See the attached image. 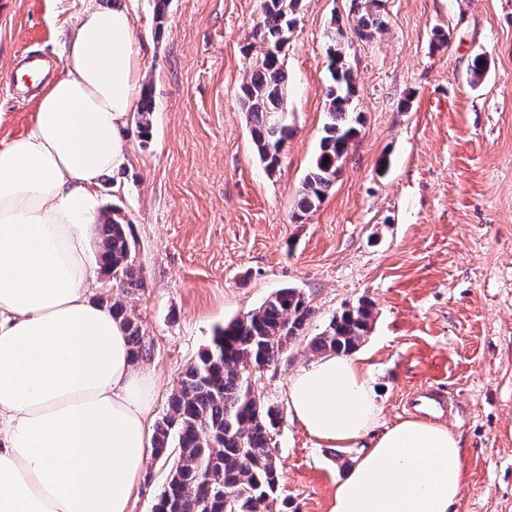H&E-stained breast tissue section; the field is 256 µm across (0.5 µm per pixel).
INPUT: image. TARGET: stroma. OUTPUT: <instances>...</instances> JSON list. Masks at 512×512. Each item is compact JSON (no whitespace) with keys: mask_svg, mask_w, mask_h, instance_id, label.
Wrapping results in <instances>:
<instances>
[{"mask_svg":"<svg viewBox=\"0 0 512 512\" xmlns=\"http://www.w3.org/2000/svg\"><path fill=\"white\" fill-rule=\"evenodd\" d=\"M91 0H0V144L24 133L37 89L22 54L63 64L65 36ZM262 0H135L153 136L127 123L129 161L98 189L134 237L144 286L126 304L152 344L161 417L216 328L295 288L314 316L254 386L287 408L308 342L368 299L374 322L353 356L369 368L379 421L408 418L410 392L455 402L465 448L458 512H512V0H382L386 25L347 47L362 126L324 200L293 221L325 122L326 48L351 0H302L282 49L293 129L276 173L260 163L239 88ZM441 28L446 46L432 44ZM486 65L471 73L475 56ZM359 448H330L283 418L274 512H328ZM170 462L149 459L130 512H152Z\"/></svg>","mask_w":512,"mask_h":512,"instance_id":"stroma-1","label":"stroma"}]
</instances>
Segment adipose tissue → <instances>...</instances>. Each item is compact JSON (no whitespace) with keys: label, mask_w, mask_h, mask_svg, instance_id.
<instances>
[{"label":"adipose tissue","mask_w":512,"mask_h":512,"mask_svg":"<svg viewBox=\"0 0 512 512\" xmlns=\"http://www.w3.org/2000/svg\"><path fill=\"white\" fill-rule=\"evenodd\" d=\"M126 7L76 19L29 130L0 145V512H129L150 453L155 382L91 290L87 228L141 65ZM288 413L328 447L365 441L329 512H457L463 449L447 426L380 425L370 372L328 354L299 370Z\"/></svg>","instance_id":"1"}]
</instances>
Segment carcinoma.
<instances>
[{
    "mask_svg": "<svg viewBox=\"0 0 512 512\" xmlns=\"http://www.w3.org/2000/svg\"><path fill=\"white\" fill-rule=\"evenodd\" d=\"M300 0H264L252 39L262 50L240 86V102L253 124L258 157L268 173L277 171L291 134L272 116L288 110V72L279 53L295 22ZM354 24L349 32L333 28L327 48L330 84L326 121L315 162L305 176L298 212L322 202L361 125L356 111L358 89L346 59L349 34L359 38L382 29L380 0H352ZM152 100L143 96L136 112L139 137L152 130ZM127 224L112 216L97 224L98 258L112 287L131 295L141 286L132 258ZM128 337L134 360L146 358L151 343L121 300H104ZM312 309L295 288H281L259 307L219 328L212 344L184 371L171 393L168 408L156 422L152 455L177 453V462L157 499L154 512H273L279 468L272 451L281 422L280 408L256 398L249 378L270 367L305 331ZM374 318L371 301H360L334 316L309 340L317 353L349 354L369 334Z\"/></svg>",
    "mask_w": 512,
    "mask_h": 512,
    "instance_id": "obj_1",
    "label": "carcinoma"
}]
</instances>
